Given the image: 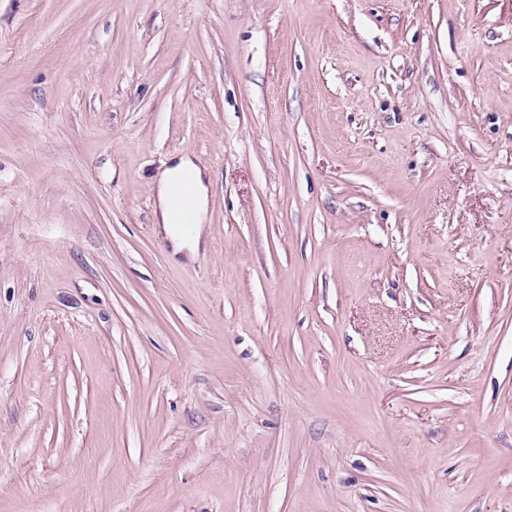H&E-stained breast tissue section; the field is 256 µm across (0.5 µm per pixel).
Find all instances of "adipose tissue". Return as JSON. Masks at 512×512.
I'll return each mask as SVG.
<instances>
[{
  "mask_svg": "<svg viewBox=\"0 0 512 512\" xmlns=\"http://www.w3.org/2000/svg\"><path fill=\"white\" fill-rule=\"evenodd\" d=\"M191 179L193 193L188 199V217L192 223L190 233L178 232L174 226L171 201L179 193L184 179ZM158 207L157 221L162 224L173 245L174 251H196L199 247L203 226L206 222L208 204V188L203 179L202 171L193 163L189 156H182L178 162L168 167L156 187Z\"/></svg>",
  "mask_w": 512,
  "mask_h": 512,
  "instance_id": "1",
  "label": "adipose tissue"
}]
</instances>
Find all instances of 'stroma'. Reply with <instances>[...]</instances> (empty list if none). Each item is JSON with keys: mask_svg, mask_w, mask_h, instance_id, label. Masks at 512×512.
Returning a JSON list of instances; mask_svg holds the SVG:
<instances>
[{"mask_svg": "<svg viewBox=\"0 0 512 512\" xmlns=\"http://www.w3.org/2000/svg\"><path fill=\"white\" fill-rule=\"evenodd\" d=\"M0 512H512V0H0ZM189 177L193 183V193L188 199V217L192 230L188 234L178 232L173 227L176 224L188 226L185 217L183 197L172 199L180 192L183 180ZM158 207L156 212V224H162L173 245L175 253L187 249L192 255L199 247L203 225L206 222L208 204V188L203 179L202 171L193 163L188 155L182 156L178 162L168 167L156 187ZM173 212V215H172ZM174 217V219H173Z\"/></svg>", "mask_w": 512, "mask_h": 512, "instance_id": "35a3bbf8", "label": "stroma"}]
</instances>
